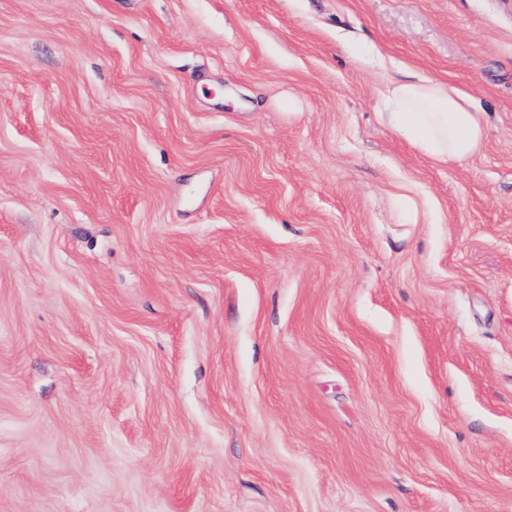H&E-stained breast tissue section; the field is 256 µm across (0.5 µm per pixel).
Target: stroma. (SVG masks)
Here are the masks:
<instances>
[{
    "label": "stroma",
    "instance_id": "obj_1",
    "mask_svg": "<svg viewBox=\"0 0 512 512\" xmlns=\"http://www.w3.org/2000/svg\"><path fill=\"white\" fill-rule=\"evenodd\" d=\"M0 512H512V0H0ZM384 98L380 119L435 162L468 158L483 141L486 113L456 88L417 76L390 81Z\"/></svg>",
    "mask_w": 512,
    "mask_h": 512
}]
</instances>
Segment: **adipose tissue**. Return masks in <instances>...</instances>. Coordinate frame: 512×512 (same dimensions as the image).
I'll use <instances>...</instances> for the list:
<instances>
[{
    "instance_id": "ef3b65f1",
    "label": "adipose tissue",
    "mask_w": 512,
    "mask_h": 512,
    "mask_svg": "<svg viewBox=\"0 0 512 512\" xmlns=\"http://www.w3.org/2000/svg\"><path fill=\"white\" fill-rule=\"evenodd\" d=\"M384 98L381 120L435 162L468 158L483 141L485 113L456 88L418 76L390 81Z\"/></svg>"
}]
</instances>
